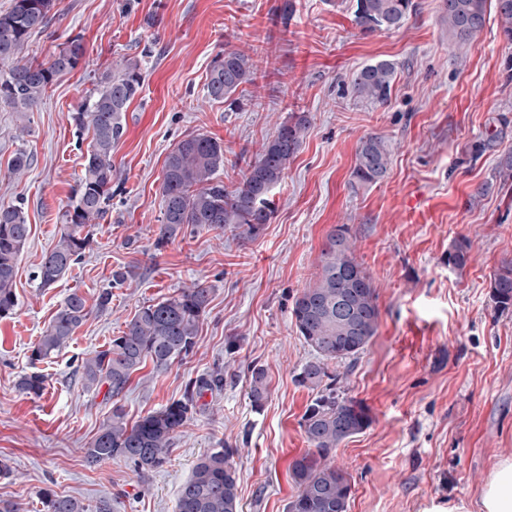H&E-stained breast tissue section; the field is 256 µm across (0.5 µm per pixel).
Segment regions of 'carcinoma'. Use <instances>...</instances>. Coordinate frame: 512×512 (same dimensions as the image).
I'll use <instances>...</instances> for the list:
<instances>
[{
	"instance_id": "cac0c4a2",
	"label": "carcinoma",
	"mask_w": 512,
	"mask_h": 512,
	"mask_svg": "<svg viewBox=\"0 0 512 512\" xmlns=\"http://www.w3.org/2000/svg\"><path fill=\"white\" fill-rule=\"evenodd\" d=\"M487 0H443V20L448 33L465 45L486 22ZM57 0H13L9 11L0 13V65L7 67L0 79V105H6L25 121L45 97L55 77L70 71L86 58L87 47L80 35L69 37L44 60L20 57L28 38L48 28ZM501 34L512 45V0H495ZM415 10L413 0H355L353 22L362 31L398 29ZM395 66L379 61L363 66L352 80L360 98L383 103L390 95ZM255 79L252 59L235 49L217 54L206 78L209 99L235 105L234 95ZM140 62L124 58L103 72L96 94L73 114L76 126L93 131L70 208L63 215L60 237L44 258L37 275L48 288L77 264L90 245L87 227L105 219L112 199V149L124 133L123 119L143 88ZM309 126L308 115L292 113L249 165L241 184L232 190L216 179L224 167V144L205 134H188L168 153L162 184L161 221L155 246L164 247L185 228H222L227 224L247 226L256 236L270 223L274 209L269 194L285 178ZM389 151L377 135L364 138L356 151L353 180L361 185L381 180L388 169ZM496 172L503 183L512 181V150L502 152ZM30 235L21 206L0 208V318L12 315L17 305L16 267ZM471 244L459 239L448 250V263L462 270L470 260ZM321 272L313 285L294 299L291 317L298 335L314 352L302 365L295 382L314 398L301 419L309 448L291 465L297 488L286 512H348L352 485L349 473L336 464V449L363 432L371 417L366 407L345 395L337 384L339 375L329 363L353 362L376 335L380 311L370 275L357 260L350 228L337 225L327 235L320 260ZM354 274L350 281L346 275ZM496 310H512V259H504L489 281ZM210 289L195 283L177 294L141 307L125 325L122 334L101 350L81 360L77 374L88 389L108 386L112 397L122 395L134 373L150 363L162 372L186 358L196 345L199 322L209 304ZM90 308L77 291L67 295L46 330L32 347L31 358L42 362L59 352L86 320ZM45 376L34 371L17 382L20 393L39 397ZM224 387V375L205 374L190 382L182 398L131 423L119 405L85 449L84 462H124L145 475L170 460L174 441L207 391ZM248 399L261 410L269 397L266 370L253 365ZM228 445L212 448L193 466L182 484L176 512H240L238 477ZM44 512H112V504L96 506L70 495L42 494Z\"/></svg>"
}]
</instances>
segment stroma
<instances>
[{"label": "stroma", "mask_w": 512, "mask_h": 512, "mask_svg": "<svg viewBox=\"0 0 512 512\" xmlns=\"http://www.w3.org/2000/svg\"><path fill=\"white\" fill-rule=\"evenodd\" d=\"M58 0L47 32L32 34L28 58L44 60L68 36L83 35L87 57L59 74L20 123L0 106V207L23 205L30 236L20 254L16 309L0 319V500L41 512L40 494L71 495L113 512H175L198 458L223 443L237 448L242 512H286L296 487L292 461L308 445L300 428L312 395L295 375L312 357L291 318L294 297L311 285L330 229L348 225L355 254L373 279L380 321L367 349L334 371L348 395L369 409L370 426L336 450L351 476L348 512H434L477 499L494 464L512 458V312L495 313L489 280L512 258V185L497 186V154L475 155L486 131L501 127L512 148V46L500 35L493 0L466 46L443 23V0H414L397 30L361 32L353 0ZM233 48L256 69L241 106L209 100L206 73ZM139 59L140 96L112 151V201L91 229L82 259L50 287L41 262L60 236L92 141L72 115L122 57ZM396 67L386 102L362 100L351 81L363 66ZM310 126L270 199L275 215L257 236L229 224L186 229L155 249L167 154L185 135L224 144L218 177L242 181L289 113ZM384 138L388 171L353 186L360 140ZM30 167L13 172L17 151ZM470 261L448 263L456 239ZM125 272L123 284L112 282ZM200 282L210 302L195 348L167 371L145 366L111 397L86 390L82 358L120 335L142 306ZM79 291L92 311L50 361L31 364L30 348L65 297ZM110 291L106 309L98 297ZM267 372L262 412L247 397L250 365ZM222 391L207 394L175 440L170 462L138 476L119 462L87 468L89 442L121 405L136 421L180 399L186 384L215 368ZM46 375L42 396L18 392L31 371Z\"/></svg>", "instance_id": "1"}]
</instances>
